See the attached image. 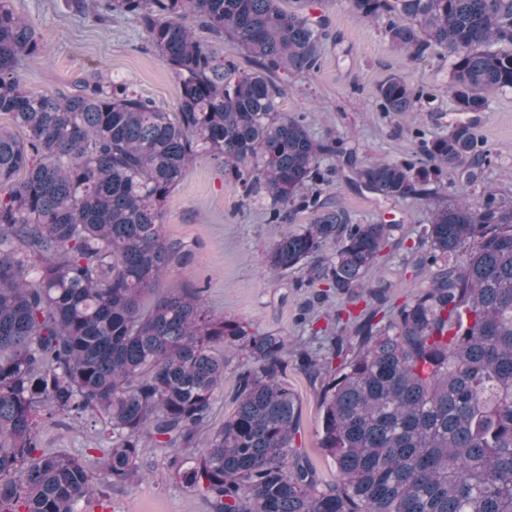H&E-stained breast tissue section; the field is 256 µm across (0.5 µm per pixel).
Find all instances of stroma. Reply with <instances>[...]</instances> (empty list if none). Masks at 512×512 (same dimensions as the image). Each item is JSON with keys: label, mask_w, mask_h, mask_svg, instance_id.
Wrapping results in <instances>:
<instances>
[{"label": "stroma", "mask_w": 512, "mask_h": 512, "mask_svg": "<svg viewBox=\"0 0 512 512\" xmlns=\"http://www.w3.org/2000/svg\"><path fill=\"white\" fill-rule=\"evenodd\" d=\"M77 11L72 0H9L11 8L31 20L40 35L37 57L22 60L19 74L26 88L51 95L70 94L77 81H122L160 108L175 111L179 87L174 74L150 46L132 17L109 11L105 0H85ZM286 9L300 8L285 0ZM305 12L325 15L328 24L320 67L310 72L281 73L282 113L303 118L310 133L346 139L360 158L383 162L414 159L420 140L449 131L459 122L448 95V66L435 58L412 62L394 52L378 25L366 21L349 0H309ZM403 77L413 88L435 94L416 121H407L380 104L377 89L389 76ZM474 130L490 155L483 185L512 200V90L492 93L488 109ZM332 195L352 222H393V237L410 241L430 219V204L419 199L386 200L355 189L343 177L332 179ZM267 200L249 195L227 179L221 162L201 158L168 197L164 231L184 242L186 257L161 282L162 288L198 292L215 315L245 321L258 332L285 336L289 346L309 342L307 323L334 312L338 296L314 298L306 269L273 279L266 271L270 244L285 230L268 220ZM393 300L411 298L423 275L405 260L403 249L387 250L381 261ZM284 379L299 400L300 425L295 437L325 483L336 480V465L319 446L320 393L295 367ZM47 448L76 451L93 446L96 435L85 425L57 420L42 430ZM149 474L127 488L107 492L113 512H209L202 495L169 477L167 460L149 448Z\"/></svg>", "instance_id": "stroma-1"}]
</instances>
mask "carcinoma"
Masks as SVG:
<instances>
[{"mask_svg": "<svg viewBox=\"0 0 512 512\" xmlns=\"http://www.w3.org/2000/svg\"><path fill=\"white\" fill-rule=\"evenodd\" d=\"M410 61H449L454 111L480 113L512 89V0H350ZM147 34L179 82L174 112L127 84L73 95L27 89L40 51L32 22L0 0V512H75L143 476L144 448L168 452L173 479L209 512H512V203L474 206L484 151L470 122L406 162L357 159L303 120L272 117L279 73L318 69L323 16L282 0H109ZM225 38L254 70L224 66L195 29ZM388 112L435 95L399 76L378 88ZM270 201L271 222L309 211L271 245L266 267L307 268L322 300L309 322L324 348L211 313L157 284L184 253L164 232L168 196L201 157ZM384 199L433 203L406 244L390 224H354L323 197L322 163ZM457 187L451 194L440 190ZM402 247L431 272L398 303L367 280ZM349 329L343 336L336 328ZM243 360L234 411L211 427L224 368ZM320 388L324 484L294 446L288 362ZM98 427L78 452L42 446L38 419Z\"/></svg>", "mask_w": 512, "mask_h": 512, "instance_id": "carcinoma-1", "label": "carcinoma"}]
</instances>
